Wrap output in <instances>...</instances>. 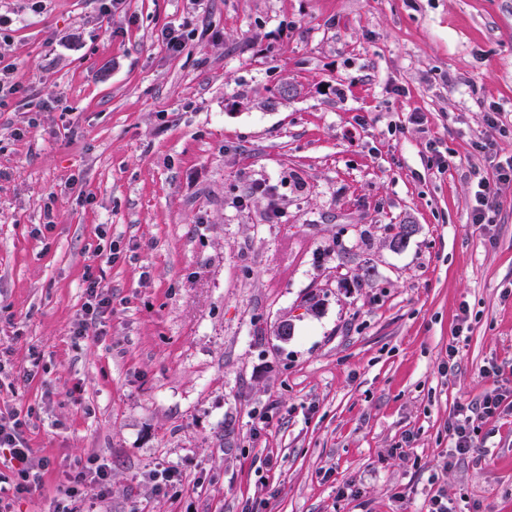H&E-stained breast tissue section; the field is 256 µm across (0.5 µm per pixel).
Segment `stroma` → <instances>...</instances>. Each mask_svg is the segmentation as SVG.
I'll use <instances>...</instances> for the list:
<instances>
[{
	"label": "stroma",
	"mask_w": 512,
	"mask_h": 512,
	"mask_svg": "<svg viewBox=\"0 0 512 512\" xmlns=\"http://www.w3.org/2000/svg\"><path fill=\"white\" fill-rule=\"evenodd\" d=\"M0 16L22 86L0 103V410L49 461L15 512H53L88 458L112 475L96 512H512V410L468 454L448 433L512 393V182L492 224L467 206L500 174L477 141L512 156V0ZM89 274L112 312L76 339ZM502 395L495 394L483 398L479 405H468L460 408L450 421L448 428L453 436L455 451L460 455L467 454L474 448L471 427L474 430L476 420L488 419L497 414L501 407ZM156 489L163 495L176 494L183 483V477L173 468H162L153 475Z\"/></svg>",
	"instance_id": "stroma-1"
}]
</instances>
